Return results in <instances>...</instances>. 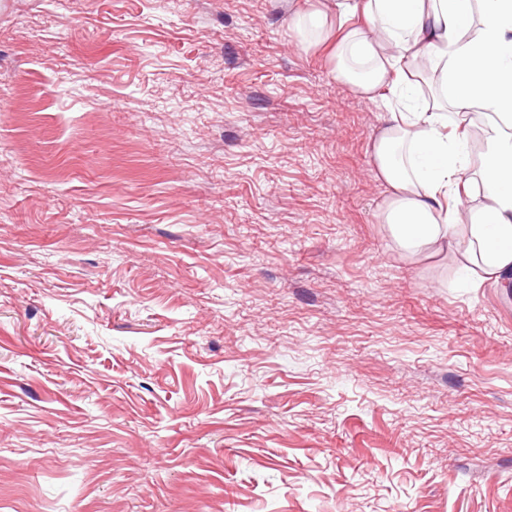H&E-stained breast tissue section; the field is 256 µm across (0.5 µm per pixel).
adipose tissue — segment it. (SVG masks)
I'll return each mask as SVG.
<instances>
[{"mask_svg": "<svg viewBox=\"0 0 512 512\" xmlns=\"http://www.w3.org/2000/svg\"><path fill=\"white\" fill-rule=\"evenodd\" d=\"M361 15L338 50L339 76L363 98L395 92L371 144L378 179L387 187L381 215L407 253L448 250L485 281L512 272V0H310L292 24L306 45L327 40L332 17ZM438 74L444 101L410 102L413 60ZM486 118L483 148L464 152L448 117ZM469 207L448 209V196Z\"/></svg>", "mask_w": 512, "mask_h": 512, "instance_id": "1", "label": "adipose tissue"}]
</instances>
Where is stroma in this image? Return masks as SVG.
Listing matches in <instances>:
<instances>
[{"instance_id":"1","label":"stroma","mask_w":512,"mask_h":512,"mask_svg":"<svg viewBox=\"0 0 512 512\" xmlns=\"http://www.w3.org/2000/svg\"><path fill=\"white\" fill-rule=\"evenodd\" d=\"M299 3L0 0V512H512V276Z\"/></svg>"}]
</instances>
